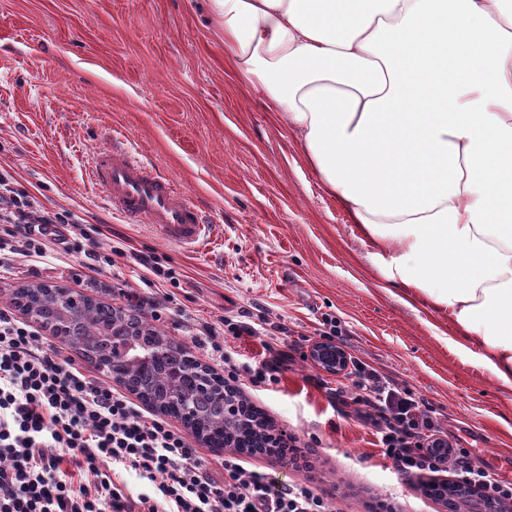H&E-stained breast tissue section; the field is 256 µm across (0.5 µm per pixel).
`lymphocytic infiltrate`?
I'll return each instance as SVG.
<instances>
[{
  "label": "lymphocytic infiltrate",
  "mask_w": 512,
  "mask_h": 512,
  "mask_svg": "<svg viewBox=\"0 0 512 512\" xmlns=\"http://www.w3.org/2000/svg\"><path fill=\"white\" fill-rule=\"evenodd\" d=\"M72 224L59 212L34 215L26 195L0 176V269L19 256L45 257L66 243ZM189 330L235 395L277 382L282 357L251 365L224 350L225 337L256 334L249 313L196 320ZM355 374L329 393L347 396L356 417L375 428L380 456L399 474L446 473L449 488L512 504V482L452 447L408 390L361 364ZM284 454L303 479L275 481L232 453L209 465L182 430L81 371L63 348L39 342L30 324L0 309V512H336L308 478L306 453L292 445ZM127 473L147 481L148 491L129 494Z\"/></svg>",
  "instance_id": "lymphocytic-infiltrate-1"
}]
</instances>
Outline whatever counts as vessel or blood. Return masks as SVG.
<instances>
[{
  "instance_id": "vessel-or-blood-1",
  "label": "vessel or blood",
  "mask_w": 512,
  "mask_h": 512,
  "mask_svg": "<svg viewBox=\"0 0 512 512\" xmlns=\"http://www.w3.org/2000/svg\"><path fill=\"white\" fill-rule=\"evenodd\" d=\"M90 178L105 190L114 213L149 225L167 243L194 252L212 236L211 225L189 196L128 148L98 152Z\"/></svg>"
}]
</instances>
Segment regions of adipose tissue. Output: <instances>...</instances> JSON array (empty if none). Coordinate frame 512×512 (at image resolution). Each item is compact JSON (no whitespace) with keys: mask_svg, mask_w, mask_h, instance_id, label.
I'll return each instance as SVG.
<instances>
[{"mask_svg":"<svg viewBox=\"0 0 512 512\" xmlns=\"http://www.w3.org/2000/svg\"><path fill=\"white\" fill-rule=\"evenodd\" d=\"M386 278L512 389V0H209Z\"/></svg>","mask_w":512,"mask_h":512,"instance_id":"1","label":"adipose tissue"}]
</instances>
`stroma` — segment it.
Masks as SVG:
<instances>
[{
    "instance_id": "35a3bbf8",
    "label": "stroma",
    "mask_w": 512,
    "mask_h": 512,
    "mask_svg": "<svg viewBox=\"0 0 512 512\" xmlns=\"http://www.w3.org/2000/svg\"><path fill=\"white\" fill-rule=\"evenodd\" d=\"M113 145L193 197L217 227L206 250L113 214L89 176L95 153ZM0 173L35 212L71 215L124 251L97 274L75 250L16 262L0 271V307L39 284L115 306L161 291L170 302L160 328L205 365L187 319L247 310L283 326L290 360L252 400L297 447L315 449L316 486L340 512H373L382 499L396 512L444 508L422 493L428 475L397 474L353 407L318 387L326 373L310 350L327 315L340 320L348 355L423 400L450 443L512 480V389L456 348L447 320L388 287L296 134L232 72L206 0H0ZM142 254L175 280L150 274Z\"/></svg>"
}]
</instances>
